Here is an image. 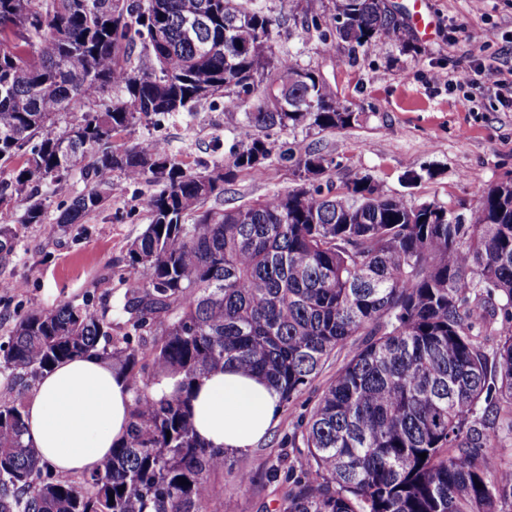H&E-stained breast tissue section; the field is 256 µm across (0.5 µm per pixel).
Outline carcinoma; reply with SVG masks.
Here are the masks:
<instances>
[{
    "label": "carcinoma",
    "instance_id": "obj_1",
    "mask_svg": "<svg viewBox=\"0 0 512 512\" xmlns=\"http://www.w3.org/2000/svg\"><path fill=\"white\" fill-rule=\"evenodd\" d=\"M274 26L258 0H0V257L19 239L10 203L45 225L46 197L77 167L89 187L57 231L103 208L116 172L155 187L128 250L125 332L109 307L67 301L19 315L0 343V372L30 382L74 357L112 362L130 433L95 472L62 479L24 438L25 397L0 401V512H200L225 455L194 429L197 383L234 366L283 407L347 346L303 447L290 441L280 512H512V459L489 468L512 443V180L479 190L467 218L366 175L324 189L335 160L308 148L289 155L297 187L206 207L238 174H264L272 143L251 129L357 120L320 72L275 53ZM307 26L324 52L402 42L388 0H334ZM246 97L241 144L210 169L158 139L112 145L146 118ZM481 336L498 337L489 355Z\"/></svg>",
    "mask_w": 512,
    "mask_h": 512
}]
</instances>
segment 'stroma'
<instances>
[{
  "label": "stroma",
  "mask_w": 512,
  "mask_h": 512,
  "mask_svg": "<svg viewBox=\"0 0 512 512\" xmlns=\"http://www.w3.org/2000/svg\"><path fill=\"white\" fill-rule=\"evenodd\" d=\"M437 18L428 40L406 33L404 44L388 41L350 54L346 44L333 53L321 50L316 31L305 20L329 13L331 0H262L279 25L275 51L323 75L357 116L341 130H271L274 152L262 177L239 174L214 205L230 208L295 188L299 180L281 153L293 145L333 157L336 166L323 178L334 188L357 176H371L379 188L412 205L434 203L468 213L478 188L512 179V107L497 93L500 73L512 70V0H427ZM500 32L485 41V29ZM481 64L477 80L455 88L430 83L432 71H456ZM248 104L235 109L203 103L193 113L159 121L142 120L117 136L128 146L144 138L162 140L169 153L195 170L228 158ZM110 205L68 225L55 235L32 224L20 232L14 253L0 260V338L28 309L66 301L90 300L118 305L129 286L127 251L150 217L143 206L149 188L114 176ZM344 361L331 356L323 375L281 412L278 424L256 448L227 453L224 469L211 472V498L202 512H279L283 478L270 467L287 470V442L301 431L325 379ZM252 472L240 484L239 470Z\"/></svg>",
  "instance_id": "35a3bbf8"
}]
</instances>
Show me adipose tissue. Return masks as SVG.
Here are the masks:
<instances>
[{"label":"adipose tissue","mask_w":512,"mask_h":512,"mask_svg":"<svg viewBox=\"0 0 512 512\" xmlns=\"http://www.w3.org/2000/svg\"><path fill=\"white\" fill-rule=\"evenodd\" d=\"M131 399L110 363L93 356L59 363L31 388L25 438L59 474L94 471L127 436ZM192 407L198 435L235 452L255 448L281 412L274 386L232 368L205 378Z\"/></svg>","instance_id":"ef3b65f1"}]
</instances>
